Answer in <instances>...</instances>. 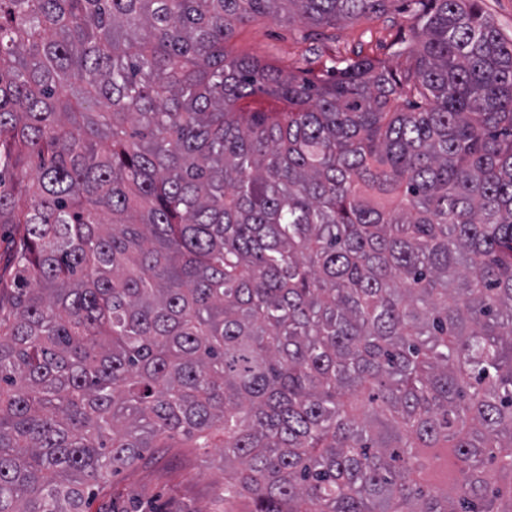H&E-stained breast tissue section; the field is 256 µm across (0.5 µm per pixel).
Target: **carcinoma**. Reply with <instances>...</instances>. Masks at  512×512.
Instances as JSON below:
<instances>
[{
  "instance_id": "cac0c4a2",
  "label": "carcinoma",
  "mask_w": 512,
  "mask_h": 512,
  "mask_svg": "<svg viewBox=\"0 0 512 512\" xmlns=\"http://www.w3.org/2000/svg\"><path fill=\"white\" fill-rule=\"evenodd\" d=\"M392 2L0 0V512L148 448L224 449V512H512V38L408 0L388 60L228 51Z\"/></svg>"
}]
</instances>
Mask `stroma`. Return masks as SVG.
<instances>
[{"label":"stroma","mask_w":512,"mask_h":512,"mask_svg":"<svg viewBox=\"0 0 512 512\" xmlns=\"http://www.w3.org/2000/svg\"><path fill=\"white\" fill-rule=\"evenodd\" d=\"M405 14L392 20L342 24L335 36L309 52L305 27L288 21L258 18L240 27L228 45L235 55L301 73L331 66L333 60L359 51L386 58L390 44L406 23ZM224 481L222 452L217 448H150L144 461L98 481L86 512H224L219 496Z\"/></svg>","instance_id":"stroma-1"}]
</instances>
